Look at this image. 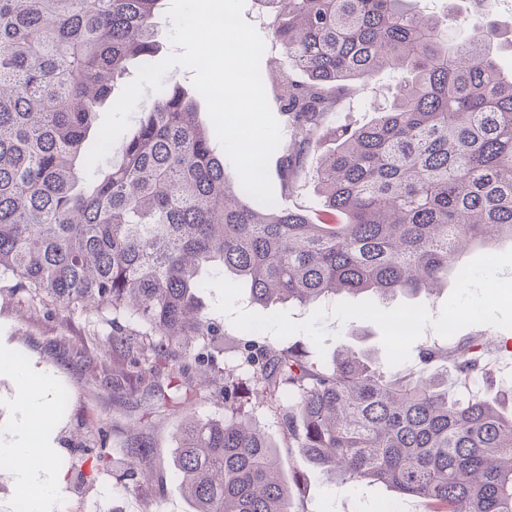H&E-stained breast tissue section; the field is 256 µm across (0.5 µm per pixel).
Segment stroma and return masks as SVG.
<instances>
[{
    "label": "stroma",
    "mask_w": 512,
    "mask_h": 512,
    "mask_svg": "<svg viewBox=\"0 0 512 512\" xmlns=\"http://www.w3.org/2000/svg\"><path fill=\"white\" fill-rule=\"evenodd\" d=\"M393 92L391 76L378 75L344 103L334 115V123L371 122L378 108L391 102ZM217 299V293L210 289L201 294L204 311L224 329L212 344L218 360L224 361L231 358L246 334L216 310ZM322 326L327 332L324 351H317L303 332L285 337L284 342L310 356H321L326 364L342 345L367 349L380 360H387L381 331L375 323L365 319L342 322L329 316ZM479 332L484 333L489 345L485 364L497 380L511 384L512 352L500 351L496 342L503 337L512 338V328L469 325L458 330L457 335L464 338ZM0 351L53 380L43 394L52 413L42 424L41 434L51 467L64 474L60 512H85L86 502L96 500L101 501L104 512H190L191 506L173 476L176 433L182 426L183 412L173 406H159L157 400L139 392L112 390V363L102 358L99 343L89 335L80 312L49 316L28 310L18 303L9 281L0 279ZM62 393L67 394L69 405L61 411L57 397ZM249 414L277 447L281 476L291 491L290 512H428L425 503L399 497L378 485L328 480L297 451L288 449L278 413L253 405ZM21 420L15 377L10 370L0 368V448L14 445ZM133 423L138 426L134 432L129 429ZM134 437L150 448L149 456L129 459L127 444ZM97 452L110 454L112 466L100 472L92 483H83L80 473L87 468V458ZM131 463L157 472L160 483L149 492L133 491L122 477Z\"/></svg>",
    "instance_id": "stroma-1"
}]
</instances>
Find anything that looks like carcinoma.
Wrapping results in <instances>:
<instances>
[{
	"label": "carcinoma",
	"instance_id": "cac0c4a2",
	"mask_svg": "<svg viewBox=\"0 0 512 512\" xmlns=\"http://www.w3.org/2000/svg\"><path fill=\"white\" fill-rule=\"evenodd\" d=\"M268 2L272 39L298 73L281 74L277 96L290 131L277 147L285 197L351 82L384 71L397 81L372 122L333 131L315 218L244 204L178 86L144 114L122 161L84 181L98 108L130 61H160L162 0H0V276L48 315L78 309L99 326L111 308L115 389L186 407L222 376L224 420L188 415L174 461L193 512H289L250 399L279 411L287 448L332 480L379 484L429 512H512V386L448 392V371L480 372V339L427 340L405 375L351 348L322 364L248 339L222 367L211 351L223 332L198 302L208 274L265 307L417 298L460 271L472 243L512 240V76L495 26L477 12L449 24L412 0ZM178 358L198 367L199 386L181 380ZM111 465L100 452L83 479ZM127 477L137 491L156 481Z\"/></svg>",
	"mask_w": 512,
	"mask_h": 512
}]
</instances>
